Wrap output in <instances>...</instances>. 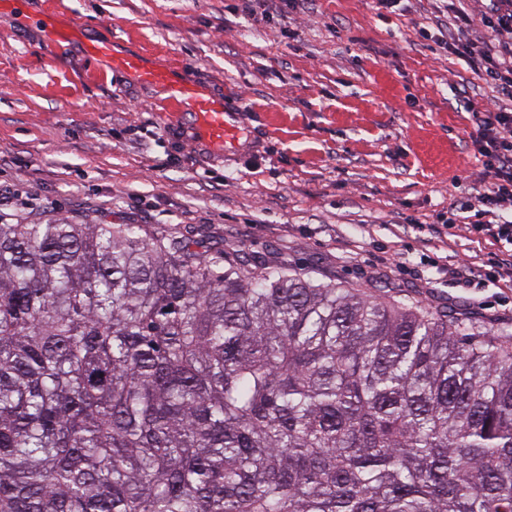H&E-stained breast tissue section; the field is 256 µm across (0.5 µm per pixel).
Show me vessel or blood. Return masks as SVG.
Returning a JSON list of instances; mask_svg holds the SVG:
<instances>
[{"mask_svg": "<svg viewBox=\"0 0 512 512\" xmlns=\"http://www.w3.org/2000/svg\"><path fill=\"white\" fill-rule=\"evenodd\" d=\"M35 22L45 29L52 41L68 42L79 38L78 32L59 25L52 14L37 16ZM83 47L88 57L110 60L115 68L136 75L146 83L165 87L170 105L186 108L184 127L196 146L219 154L225 147H240L244 135L240 115L229 111L223 99L209 95L195 84L173 80L166 69L145 67L138 56L114 55L107 43L87 40Z\"/></svg>", "mask_w": 512, "mask_h": 512, "instance_id": "obj_1", "label": "vessel or blood"}]
</instances>
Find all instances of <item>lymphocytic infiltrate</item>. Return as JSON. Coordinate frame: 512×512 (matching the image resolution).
Wrapping results in <instances>:
<instances>
[{
    "label": "lymphocytic infiltrate",
    "instance_id": "obj_1",
    "mask_svg": "<svg viewBox=\"0 0 512 512\" xmlns=\"http://www.w3.org/2000/svg\"><path fill=\"white\" fill-rule=\"evenodd\" d=\"M455 32L440 39L434 27L424 26L419 37L430 51L444 50L479 73L492 95L473 105L477 127L475 159L490 174L482 192L459 203L458 213L472 214L471 232L498 248L497 257L512 266V0H488L480 19L466 11L455 14Z\"/></svg>",
    "mask_w": 512,
    "mask_h": 512
}]
</instances>
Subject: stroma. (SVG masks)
Here are the masks:
<instances>
[{
  "mask_svg": "<svg viewBox=\"0 0 512 512\" xmlns=\"http://www.w3.org/2000/svg\"><path fill=\"white\" fill-rule=\"evenodd\" d=\"M47 12L224 98L249 148L202 157L160 88L51 42L30 22ZM437 13L438 0L384 15L374 0H26L0 14V216L201 230L230 260L274 249L319 281L512 325L495 246L430 232L490 182L465 103L491 90L421 45Z\"/></svg>",
  "mask_w": 512,
  "mask_h": 512,
  "instance_id": "35a3bbf8",
  "label": "stroma"
}]
</instances>
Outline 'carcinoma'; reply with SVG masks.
Here are the masks:
<instances>
[{"label": "carcinoma", "instance_id": "carcinoma-1", "mask_svg": "<svg viewBox=\"0 0 512 512\" xmlns=\"http://www.w3.org/2000/svg\"><path fill=\"white\" fill-rule=\"evenodd\" d=\"M223 259L0 221V512H512V332Z\"/></svg>", "mask_w": 512, "mask_h": 512}]
</instances>
